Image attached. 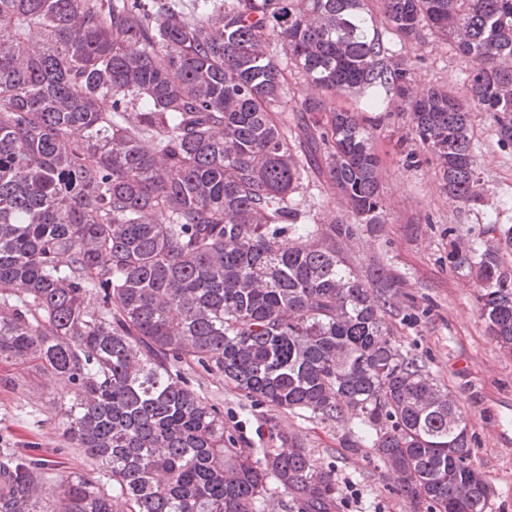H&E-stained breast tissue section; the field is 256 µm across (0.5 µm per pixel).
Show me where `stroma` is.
Returning <instances> with one entry per match:
<instances>
[{
  "instance_id": "obj_1",
  "label": "stroma",
  "mask_w": 512,
  "mask_h": 512,
  "mask_svg": "<svg viewBox=\"0 0 512 512\" xmlns=\"http://www.w3.org/2000/svg\"><path fill=\"white\" fill-rule=\"evenodd\" d=\"M382 41L419 85H459L463 63L451 45L425 35L399 43L389 30ZM480 147L484 201L452 203L440 187L437 164L420 153L418 166L404 163L414 149L409 113L390 108L374 131L382 168V222L376 232L353 225L344 242L350 265L363 272L376 261L403 282L398 307L383 319L402 352L423 361L427 371L455 397L465 415L471 461L492 489L486 512H512V356L503 354L479 313L478 286L448 265V240L484 239L487 225H512V148L501 147L486 113L473 112ZM298 194L307 202L306 220L348 222V211L325 170H313ZM189 386L224 415V425L243 448H268L267 428L298 433L313 460L332 470L340 495L332 512H413L393 474L370 448H347L354 423L324 421L305 412L288 413L251 402L214 375L186 368ZM64 382L20 365L0 364V454L49 459L61 473L83 469L80 453L53 422Z\"/></svg>"
}]
</instances>
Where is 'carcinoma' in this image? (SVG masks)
<instances>
[{"label":"carcinoma","mask_w":512,"mask_h":512,"mask_svg":"<svg viewBox=\"0 0 512 512\" xmlns=\"http://www.w3.org/2000/svg\"><path fill=\"white\" fill-rule=\"evenodd\" d=\"M410 43L425 29L463 60L460 95L389 61L367 0H0V362L70 385L57 428L98 476L23 458L0 512H264L266 480L298 512L339 487L297 435L238 448L189 388L198 364L258 404L358 440L432 512H486L467 423L392 341L400 281L347 263L348 224L304 223L295 193L317 160L358 224H379L373 123L396 101L448 199L482 198L471 110L512 146V0H380ZM281 46L284 59L272 54ZM291 98L305 152L276 112ZM363 94L362 111L336 94ZM453 240L489 333L512 353V227Z\"/></svg>","instance_id":"1"}]
</instances>
